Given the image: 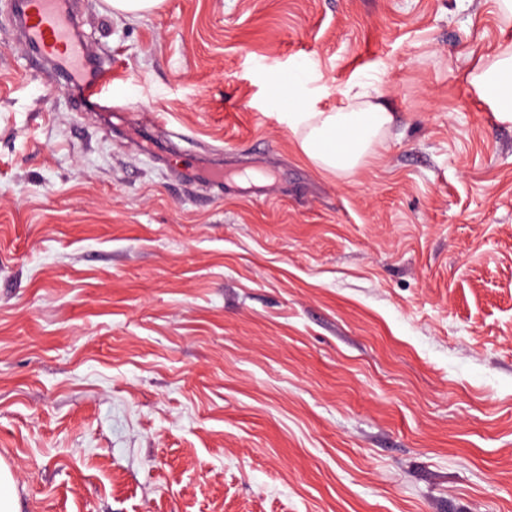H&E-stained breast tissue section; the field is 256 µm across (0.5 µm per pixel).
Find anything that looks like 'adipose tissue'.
I'll return each instance as SVG.
<instances>
[{"instance_id":"adipose-tissue-1","label":"adipose tissue","mask_w":512,"mask_h":512,"mask_svg":"<svg viewBox=\"0 0 512 512\" xmlns=\"http://www.w3.org/2000/svg\"><path fill=\"white\" fill-rule=\"evenodd\" d=\"M307 72L298 66L279 96L288 110L284 118L303 155L319 170L350 177L377 157L394 116L383 104L350 95L332 112L307 106ZM470 83L504 122H512V43L501 47L495 60L472 73Z\"/></svg>"}]
</instances>
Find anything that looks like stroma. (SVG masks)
<instances>
[{"mask_svg":"<svg viewBox=\"0 0 512 512\" xmlns=\"http://www.w3.org/2000/svg\"><path fill=\"white\" fill-rule=\"evenodd\" d=\"M76 8L129 101L105 122L26 69L0 0L20 512H512V123L468 81L512 20L494 0ZM301 63L318 108L352 90L395 115L354 176L281 117ZM112 15L116 17H138L154 8L161 0H108Z\"/></svg>","mask_w":512,"mask_h":512,"instance_id":"1","label":"stroma"}]
</instances>
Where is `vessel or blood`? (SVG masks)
Returning a JSON list of instances; mask_svg holds the SVG:
<instances>
[{
  "instance_id": "vessel-or-blood-1",
  "label": "vessel or blood",
  "mask_w": 512,
  "mask_h": 512,
  "mask_svg": "<svg viewBox=\"0 0 512 512\" xmlns=\"http://www.w3.org/2000/svg\"><path fill=\"white\" fill-rule=\"evenodd\" d=\"M10 7L32 67L69 85L75 108L101 109L111 73L101 65L96 77H88L94 51L74 32L69 0H10Z\"/></svg>"
}]
</instances>
